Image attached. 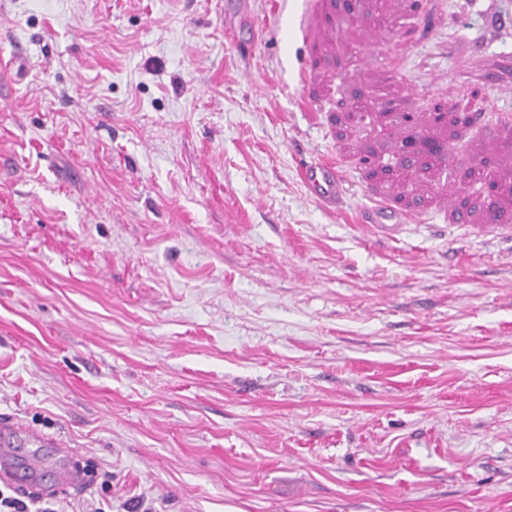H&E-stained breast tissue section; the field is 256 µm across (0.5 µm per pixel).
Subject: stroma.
Returning a JSON list of instances; mask_svg holds the SVG:
<instances>
[{
  "label": "stroma",
  "mask_w": 512,
  "mask_h": 512,
  "mask_svg": "<svg viewBox=\"0 0 512 512\" xmlns=\"http://www.w3.org/2000/svg\"><path fill=\"white\" fill-rule=\"evenodd\" d=\"M397 2L307 41L300 0H0V418L83 457L59 512H512V258L445 212L480 185L420 170L423 221H360L364 159L447 141L403 115L463 109L484 22L422 0L373 29ZM481 91L466 158L494 165L512 99ZM307 188L322 202H334L345 190V177L332 161L314 160L302 169Z\"/></svg>",
  "instance_id": "stroma-1"
}]
</instances>
